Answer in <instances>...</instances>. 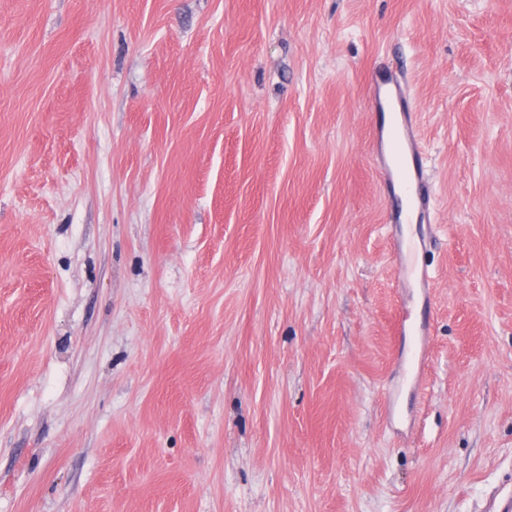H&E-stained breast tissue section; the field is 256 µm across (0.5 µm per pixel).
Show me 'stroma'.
<instances>
[{
	"label": "stroma",
	"instance_id": "obj_1",
	"mask_svg": "<svg viewBox=\"0 0 512 512\" xmlns=\"http://www.w3.org/2000/svg\"><path fill=\"white\" fill-rule=\"evenodd\" d=\"M511 480L512 0H0V512H486ZM373 87V104L378 112H389L403 129L402 149L407 155V163L399 174L394 169L393 160L385 139V129L377 131L374 143V160L383 173L389 175L394 185L401 178L407 190L412 191L413 205L417 214L428 207L429 200L422 190L425 172L422 161V148L413 125L414 113L409 112L401 80L390 71H376L370 76ZM391 249L396 257L400 260L399 264V276L402 279H407L413 274H417L419 281L425 290L430 288L432 278L426 268H421L419 273H416L413 264L405 263L402 260L404 254V243L402 240L394 239L391 243Z\"/></svg>",
	"mask_w": 512,
	"mask_h": 512
}]
</instances>
